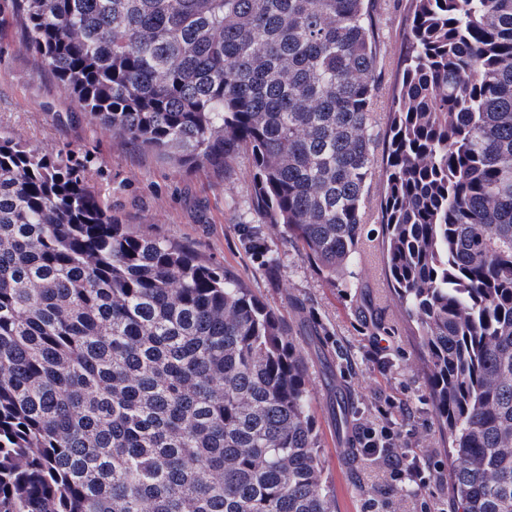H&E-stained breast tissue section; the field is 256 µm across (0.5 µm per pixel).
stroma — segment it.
<instances>
[{
  "instance_id": "obj_1",
  "label": "stroma",
  "mask_w": 512,
  "mask_h": 512,
  "mask_svg": "<svg viewBox=\"0 0 512 512\" xmlns=\"http://www.w3.org/2000/svg\"><path fill=\"white\" fill-rule=\"evenodd\" d=\"M379 60L373 124L383 129L392 96L406 0H369ZM49 153L72 151L89 161L91 184L128 230L184 242L208 263L240 277L291 325L317 338L323 362L309 368L313 408L336 512H421L422 503L451 512L448 450L438 431L423 354L387 280L379 246L383 192L374 179L365 198L364 240L346 279L329 283L279 232L268 243L280 265L269 269L240 243L260 223L246 160L230 168L180 164L115 138L32 53L15 26L0 28V134ZM393 398L391 419L403 452L429 455L433 478L423 497L390 486L381 465L353 452V435Z\"/></svg>"
}]
</instances>
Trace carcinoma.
I'll use <instances>...</instances> for the list:
<instances>
[{
	"label": "carcinoma",
	"mask_w": 512,
	"mask_h": 512,
	"mask_svg": "<svg viewBox=\"0 0 512 512\" xmlns=\"http://www.w3.org/2000/svg\"><path fill=\"white\" fill-rule=\"evenodd\" d=\"M381 136L386 276L423 350L454 512H512V0H408ZM115 138L247 160L329 280L376 174L367 0H9ZM286 319L127 230L83 159L0 136V512H335Z\"/></svg>",
	"instance_id": "1"
}]
</instances>
